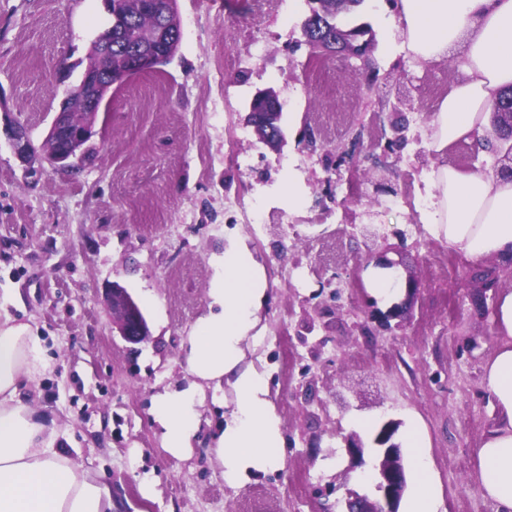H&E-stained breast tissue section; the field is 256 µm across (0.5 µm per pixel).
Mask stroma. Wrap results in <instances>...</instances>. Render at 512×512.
I'll list each match as a JSON object with an SVG mask.
<instances>
[{
  "label": "stroma",
  "instance_id": "obj_1",
  "mask_svg": "<svg viewBox=\"0 0 512 512\" xmlns=\"http://www.w3.org/2000/svg\"><path fill=\"white\" fill-rule=\"evenodd\" d=\"M181 43L173 60L113 89L86 157L73 168L25 165L4 129L18 122L41 147L70 97L91 45L108 24L103 0H0V296L32 324L52 368L33 387L65 432L61 445L101 475L119 512H342L347 491L373 493L345 437L371 439L383 420L419 421L435 473L439 512H496L478 483L476 450L498 411L483 365L496 342L501 291L512 265L472 266L420 224L417 193L435 158L425 133L459 75V53L423 64L401 53L390 0H365L346 18L369 25L367 60L319 54L302 36L307 0H177ZM277 93L284 140L270 148L245 116L258 91ZM408 143L383 152L392 122ZM245 132L239 158L226 137ZM312 132L314 148L302 136ZM349 149L338 173L328 150ZM295 159L304 205L279 188ZM385 178L394 194L374 196ZM378 224L376 251L401 260L415 295L390 330L368 335V288L357 287ZM245 237L264 263V331L251 358L266 375L284 434L283 464L225 485L210 436L228 416L206 402L190 455L161 447L153 396L189 378L180 346L209 304L228 236ZM341 277L342 294L325 286ZM119 284L140 306L151 339L124 342L106 290ZM152 478L143 496L142 477Z\"/></svg>",
  "mask_w": 512,
  "mask_h": 512
}]
</instances>
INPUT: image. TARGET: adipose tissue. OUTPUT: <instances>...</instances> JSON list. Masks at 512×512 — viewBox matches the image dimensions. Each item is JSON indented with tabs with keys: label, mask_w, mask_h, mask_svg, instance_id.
I'll return each mask as SVG.
<instances>
[{
	"label": "adipose tissue",
	"mask_w": 512,
	"mask_h": 512,
	"mask_svg": "<svg viewBox=\"0 0 512 512\" xmlns=\"http://www.w3.org/2000/svg\"><path fill=\"white\" fill-rule=\"evenodd\" d=\"M401 48L425 63L460 51V75L433 112L427 147L438 158L423 179L418 206L430 235L467 261L512 260V177L475 172L449 163L458 142L487 154L483 137L500 95L512 87V0H397ZM267 293L264 265L244 240L228 239L220 270L208 290L211 310L198 317L182 341L191 376L154 395L150 413L163 450L186 458L199 430L207 390L229 387L230 421L213 438L224 483L237 488L253 472L283 462L282 424L269 398L264 372L246 352L260 336ZM0 300V512H115L112 494L98 475L61 448L55 426L29 397L51 368L29 324L5 315ZM497 342L483 366V385L500 414L477 451L480 489L497 512H512V290L496 309ZM419 423L406 437L413 448V484L402 512H439L440 493L422 446Z\"/></svg>",
	"instance_id": "adipose-tissue-1"
}]
</instances>
